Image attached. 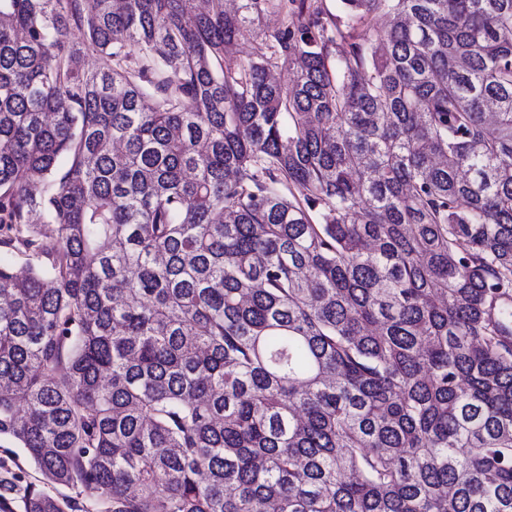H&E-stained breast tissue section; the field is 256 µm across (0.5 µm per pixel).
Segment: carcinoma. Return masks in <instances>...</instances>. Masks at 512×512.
I'll list each match as a JSON object with an SVG mask.
<instances>
[{"instance_id":"carcinoma-1","label":"carcinoma","mask_w":512,"mask_h":512,"mask_svg":"<svg viewBox=\"0 0 512 512\" xmlns=\"http://www.w3.org/2000/svg\"><path fill=\"white\" fill-rule=\"evenodd\" d=\"M339 8L0 0L20 512H512V0Z\"/></svg>"}]
</instances>
